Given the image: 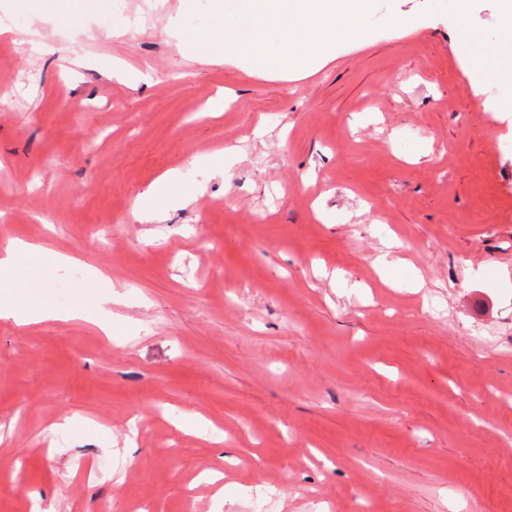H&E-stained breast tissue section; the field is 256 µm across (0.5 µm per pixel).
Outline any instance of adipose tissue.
I'll return each instance as SVG.
<instances>
[{
	"instance_id": "1",
	"label": "adipose tissue",
	"mask_w": 512,
	"mask_h": 512,
	"mask_svg": "<svg viewBox=\"0 0 512 512\" xmlns=\"http://www.w3.org/2000/svg\"><path fill=\"white\" fill-rule=\"evenodd\" d=\"M475 2L447 0L448 20L455 29L467 69L473 78L496 79L503 90L512 93V0L500 2L497 38L490 47L485 46L465 23ZM199 192V186L186 180L180 172L167 173L140 196L134 218L141 223L152 222L162 210L188 206ZM73 262L71 256L51 253L23 240H11L0 249V319L12 320L19 326L82 319L97 324L103 331H111L107 307L118 301L119 294L111 278L100 269H88L84 278L85 286L98 291L96 303L91 307L58 305L49 285L40 281L44 266L61 267Z\"/></svg>"
}]
</instances>
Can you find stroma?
<instances>
[{
	"label": "stroma",
	"mask_w": 512,
	"mask_h": 512,
	"mask_svg": "<svg viewBox=\"0 0 512 512\" xmlns=\"http://www.w3.org/2000/svg\"><path fill=\"white\" fill-rule=\"evenodd\" d=\"M181 5L16 0L20 31L0 33V247L74 257L47 272L60 303L81 302L89 266L124 297L108 334L0 320V512H512L498 85L471 82L437 0H401L412 32L376 0L368 43L290 80L185 58L165 29ZM119 14L138 30L106 37ZM112 56L148 82L108 78ZM227 147L229 178L195 166ZM171 170L196 200L134 221ZM197 415L223 444L189 432Z\"/></svg>",
	"instance_id": "stroma-1"
}]
</instances>
